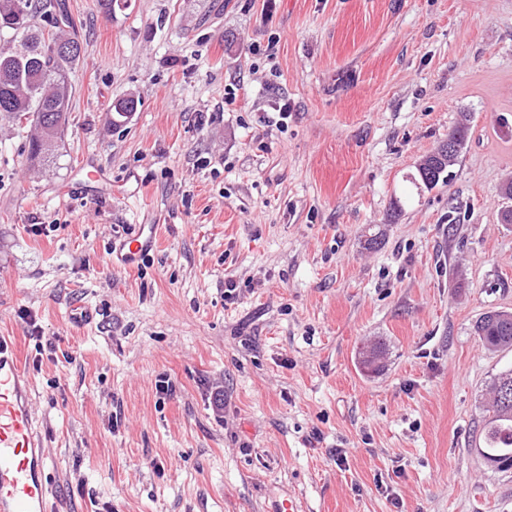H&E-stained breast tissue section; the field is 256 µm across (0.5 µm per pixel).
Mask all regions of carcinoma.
Masks as SVG:
<instances>
[{"label":"carcinoma","mask_w":512,"mask_h":512,"mask_svg":"<svg viewBox=\"0 0 512 512\" xmlns=\"http://www.w3.org/2000/svg\"><path fill=\"white\" fill-rule=\"evenodd\" d=\"M25 5L27 13L20 20L0 10V32L11 33L0 43V103L8 109L0 118L29 122L27 160L36 165L53 152L68 124V70L80 54L53 58L39 53L46 42L79 43L65 0H25ZM439 153L437 149L419 160L412 184L433 189L448 182L460 152L442 159ZM474 330L489 349L512 348L511 312L489 311ZM487 412L480 454L489 466L512 470V368L494 378Z\"/></svg>","instance_id":"carcinoma-1"}]
</instances>
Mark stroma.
Listing matches in <instances>:
<instances>
[{
	"label": "stroma",
	"mask_w": 512,
	"mask_h": 512,
	"mask_svg": "<svg viewBox=\"0 0 512 512\" xmlns=\"http://www.w3.org/2000/svg\"><path fill=\"white\" fill-rule=\"evenodd\" d=\"M66 5L53 156L0 120V331L53 512H512L477 452L512 348L473 330L512 311V0ZM463 118L448 184L415 188ZM148 231L145 226L133 237H128L112 244L110 261L112 265L131 267L135 261L144 253L151 251L155 245V236L151 224Z\"/></svg>",
	"instance_id": "1"
}]
</instances>
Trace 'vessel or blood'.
Masks as SVG:
<instances>
[{"mask_svg":"<svg viewBox=\"0 0 512 512\" xmlns=\"http://www.w3.org/2000/svg\"><path fill=\"white\" fill-rule=\"evenodd\" d=\"M154 245L153 231H140L113 245L110 261L132 266ZM47 457L24 369L9 337L0 336V512H51Z\"/></svg>","mask_w":512,"mask_h":512,"instance_id":"obj_1","label":"vessel or blood"}]
</instances>
